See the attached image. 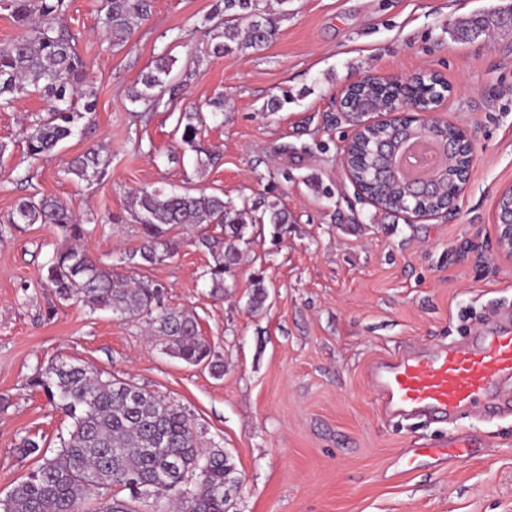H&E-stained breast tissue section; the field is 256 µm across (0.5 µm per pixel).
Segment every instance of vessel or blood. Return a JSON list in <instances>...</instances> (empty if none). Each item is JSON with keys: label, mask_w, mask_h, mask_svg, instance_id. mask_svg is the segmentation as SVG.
<instances>
[{"label": "vessel or blood", "mask_w": 512, "mask_h": 512, "mask_svg": "<svg viewBox=\"0 0 512 512\" xmlns=\"http://www.w3.org/2000/svg\"><path fill=\"white\" fill-rule=\"evenodd\" d=\"M366 379L385 413L453 423L478 409L512 408V311L499 313L487 335L464 346L377 358Z\"/></svg>", "instance_id": "vessel-or-blood-1"}]
</instances>
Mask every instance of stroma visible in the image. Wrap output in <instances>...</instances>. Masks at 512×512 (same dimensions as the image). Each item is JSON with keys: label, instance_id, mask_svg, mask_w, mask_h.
<instances>
[{"label": "stroma", "instance_id": "35a3bbf8", "mask_svg": "<svg viewBox=\"0 0 512 512\" xmlns=\"http://www.w3.org/2000/svg\"><path fill=\"white\" fill-rule=\"evenodd\" d=\"M277 22L263 49L208 56L214 0H152L122 45L99 23L100 0H66L64 19L96 99L84 129L51 157L24 165V129L46 114L33 96L0 106V499L40 463L26 438L54 454L69 419L30 379L66 360L178 405L203 450H224L240 481L227 512H512V416L475 414L456 426L388 418L364 378L372 359L461 341L491 301H512V264L496 250L493 219L512 186V27L474 40L461 20L512 0H264ZM162 57L178 91L156 110L127 91ZM428 68L452 90L442 117L473 136L469 182L449 216L417 219L358 193L341 163L354 128L337 93L370 77ZM287 96L282 108L273 98ZM224 100V120L181 141L180 114ZM105 159L92 181L66 174L89 148ZM218 155L197 165L198 152ZM220 192L262 200L290 223L243 225L240 261L212 295L201 237L220 226L177 228L178 253L128 263L141 244L132 198L141 188ZM71 203L88 253L162 288L155 313L193 315L222 377L164 349L141 317L59 302L44 281L63 238L43 224L8 227L25 196ZM267 298L250 306L256 286ZM475 435L463 456L436 452L453 433Z\"/></svg>", "mask_w": 512, "mask_h": 512}]
</instances>
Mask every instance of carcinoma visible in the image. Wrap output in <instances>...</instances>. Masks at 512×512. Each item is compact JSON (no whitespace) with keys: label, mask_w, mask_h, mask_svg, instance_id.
<instances>
[{"label":"carcinoma","mask_w":512,"mask_h":512,"mask_svg":"<svg viewBox=\"0 0 512 512\" xmlns=\"http://www.w3.org/2000/svg\"><path fill=\"white\" fill-rule=\"evenodd\" d=\"M19 24L18 36L0 47V104L11 105L31 93L39 94L49 108L26 131V156L39 160L50 155L65 139L75 135L81 122L96 109V100L83 88L86 63L75 48V35L64 22V0H0ZM151 0H101L99 22L113 43L125 42L138 21L149 16ZM214 41L209 54L222 57L243 48H261L276 34L275 20L262 0H216ZM503 24L501 13L465 19L459 34L475 38L492 26ZM173 60L161 58L154 69L142 74L140 87L130 92L133 103L157 106L169 83ZM436 85L429 79L415 87V97L428 107ZM372 87L354 92L360 105L381 98ZM211 118L223 112L214 103ZM203 112H184L178 120L181 141L194 147L199 128L209 118ZM397 134L392 128L365 130L356 143L362 188L366 196L385 210L401 212L406 189L391 182L374 167L378 147ZM103 160L91 151L71 162L67 173L81 180L95 178ZM457 168L451 166L437 194L416 201L421 210H436L450 202ZM133 218L140 225L142 244L129 255L154 265L177 253L180 241L168 236L176 227L220 224L238 233L251 210L237 207L224 195L199 191L166 192L142 189L133 197ZM291 223L288 212L274 202L267 204L256 221ZM9 224H52L62 230L66 244L56 248L45 280L59 300L82 302L93 309L120 316H145L154 332L164 337L170 355L190 365H203L219 377L223 365L211 357L194 317L182 310L153 316L161 288L152 281L123 287V276L112 266L92 259L80 240L86 229L72 206L45 196L29 195L15 207ZM239 250L230 241L214 254V265L205 271L213 292L224 291V273L237 264ZM48 400L71 420L60 449L17 483L0 500V512H81L89 495L98 497L97 512H136L130 505L140 497L166 498L156 512H225L224 502L236 483L234 466L224 452L199 448L189 419L165 398L120 379L102 378L88 367L62 361L30 380ZM130 491V499L118 491Z\"/></svg>","instance_id":"obj_1"}]
</instances>
